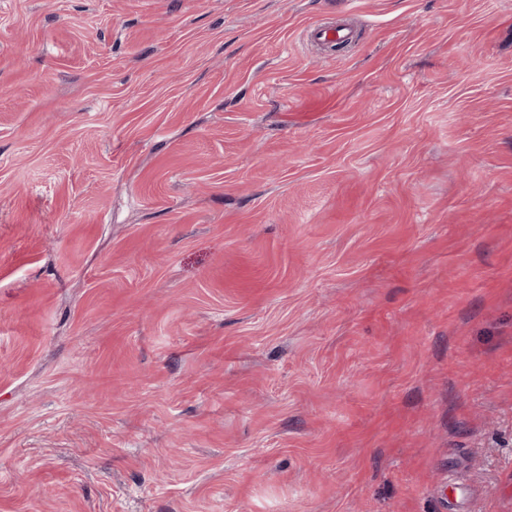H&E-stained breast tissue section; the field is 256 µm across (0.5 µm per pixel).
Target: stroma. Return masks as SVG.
<instances>
[{
  "instance_id": "stroma-1",
  "label": "stroma",
  "mask_w": 512,
  "mask_h": 512,
  "mask_svg": "<svg viewBox=\"0 0 512 512\" xmlns=\"http://www.w3.org/2000/svg\"><path fill=\"white\" fill-rule=\"evenodd\" d=\"M0 0V512H512V0ZM351 32L345 27H312L307 30V38L315 42H331L336 44L337 40L347 41L350 38Z\"/></svg>"
}]
</instances>
